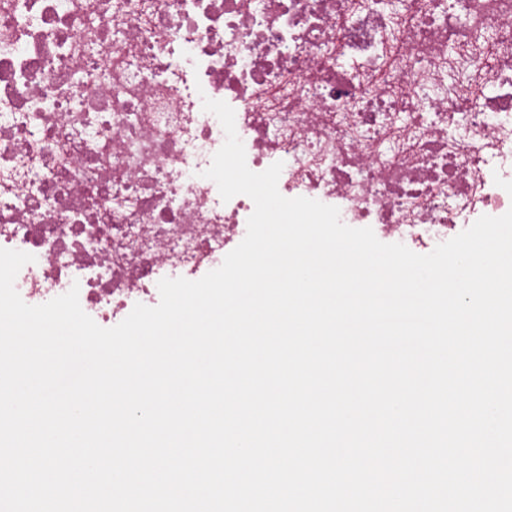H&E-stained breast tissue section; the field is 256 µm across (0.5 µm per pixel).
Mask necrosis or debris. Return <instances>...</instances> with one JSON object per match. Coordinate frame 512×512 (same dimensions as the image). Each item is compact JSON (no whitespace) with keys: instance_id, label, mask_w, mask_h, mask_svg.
Instances as JSON below:
<instances>
[{"instance_id":"obj_1","label":"necrosis or debris","mask_w":512,"mask_h":512,"mask_svg":"<svg viewBox=\"0 0 512 512\" xmlns=\"http://www.w3.org/2000/svg\"><path fill=\"white\" fill-rule=\"evenodd\" d=\"M235 112L250 170L430 253L512 209V0H0V248L101 327L197 280L253 201L204 172Z\"/></svg>"}]
</instances>
